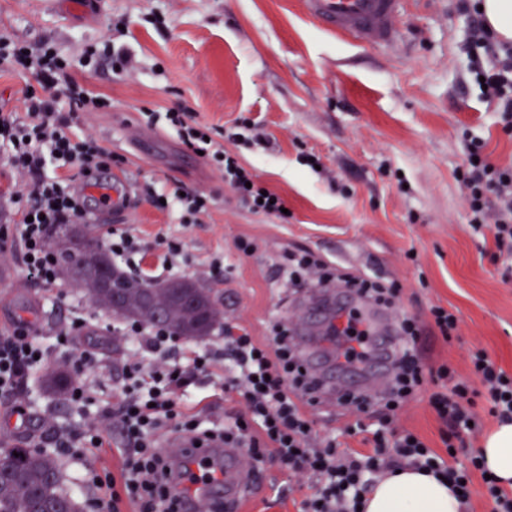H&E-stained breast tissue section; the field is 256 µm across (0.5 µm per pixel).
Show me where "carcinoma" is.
<instances>
[{
    "instance_id": "cac0c4a2",
    "label": "carcinoma",
    "mask_w": 512,
    "mask_h": 512,
    "mask_svg": "<svg viewBox=\"0 0 512 512\" xmlns=\"http://www.w3.org/2000/svg\"><path fill=\"white\" fill-rule=\"evenodd\" d=\"M55 247L62 262L65 282L86 289L98 307L112 311V290L94 288L88 261L90 255L112 261L102 242L93 241V251L90 252L85 244L75 242L72 236L67 235L56 239ZM111 274L113 286L120 288L122 294V309L114 313L118 318L141 322L151 320L146 307V286L149 285L160 291L171 315L168 327L176 335L187 339L202 338L221 321L219 308L189 279L150 285L114 266ZM3 455L9 464L0 470V512H34L37 495L58 503L68 499L60 489V480L55 478L58 471L55 457L29 448H10Z\"/></svg>"
}]
</instances>
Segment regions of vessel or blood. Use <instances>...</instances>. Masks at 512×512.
<instances>
[{
    "label": "vessel or blood",
    "instance_id": "vessel-or-blood-1",
    "mask_svg": "<svg viewBox=\"0 0 512 512\" xmlns=\"http://www.w3.org/2000/svg\"><path fill=\"white\" fill-rule=\"evenodd\" d=\"M403 0H300L303 16L312 24L329 33L348 39L359 48L385 49L400 38L398 18ZM99 208L92 216L101 221L105 215L121 216L132 203V190L122 179L112 183H97L90 189ZM353 299L343 291H329L325 296L310 301L312 310L319 312L322 321L340 327L341 320L353 306ZM365 314L375 328L371 342V355L361 365L351 368L324 369L318 356V338L314 328H305L302 341L309 365L324 380L322 399L332 403L348 392L383 390L388 381V364L384 356L390 344L387 316L373 309ZM186 462L197 464L203 478L197 482L178 484L187 512H194L198 502L207 498H225L237 501L249 484V473L242 465L243 452L238 448L219 444L204 449L184 446Z\"/></svg>",
    "mask_w": 512,
    "mask_h": 512
}]
</instances>
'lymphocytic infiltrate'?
Here are the masks:
<instances>
[{"label":"lymphocytic infiltrate","instance_id":"1","mask_svg":"<svg viewBox=\"0 0 512 512\" xmlns=\"http://www.w3.org/2000/svg\"><path fill=\"white\" fill-rule=\"evenodd\" d=\"M470 17V34L465 51L471 59L473 77H484L485 98L494 103L498 123L512 131V43L498 42L489 30L475 0H458ZM125 67L126 52L114 51L111 42L91 45L78 57L68 58L47 40L26 42L0 30V72L23 78L25 112L22 117L0 114V158L35 180L25 189L10 194L13 220L0 226V241L17 240L23 247V271L27 279L47 288L60 286L61 264L52 244L58 225L80 223L86 209L85 197L73 184L69 170L82 177L110 168L112 153L91 136L73 132L76 113L110 109V98L94 94L78 78L96 69L102 61ZM147 124L165 122L175 130L187 149L203 152L217 168L225 186L234 190L256 213L280 216L283 200L262 201L263 187L254 183L251 172L237 157L225 152L223 144L211 140L210 130L194 113L179 107L145 115ZM469 159L462 172L468 191L471 222L490 224L497 249L512 261V167L492 164L482 141L468 146ZM295 271H317V283L329 287L345 283L363 299L393 306L398 290L378 281L350 273L323 271L321 262L305 255L294 260ZM113 335L124 338L133 349L147 350L156 357L146 365L126 362L116 406L104 415L114 420L125 443V464L120 477L94 476L102 489L99 512H120L122 496L139 502L140 512H183L181 499L173 491L175 462L162 449L161 437L168 432L207 448L219 442L248 447L254 460L273 455L291 469L320 477L318 491L305 502V512H359L363 494L384 471L414 467L445 476L459 487L461 505H468L470 470H482L480 458H472L471 469L447 465L412 432L395 433L390 424L397 409L424 383L410 347L395 356L397 374L393 389L379 397L377 427L372 432L373 451L339 454L335 438L322 447H310L313 422L307 407L320 405L316 380L308 372L291 329L282 325L270 344L259 343L246 333H224V349L175 352L172 335L153 323L122 322L112 325ZM46 349L27 322H15L0 332V395H15L28 377L46 364ZM224 358L223 387L239 391L246 405L234 422L218 427L186 404L188 389L200 377L209 376L216 358ZM443 391L432 393L430 404L447 434L446 449H454L465 436L474 434L471 422L476 397L489 403L490 415L512 421V373L497 367L485 353L472 357L470 377H457L447 366L439 367Z\"/></svg>","mask_w":512,"mask_h":512}]
</instances>
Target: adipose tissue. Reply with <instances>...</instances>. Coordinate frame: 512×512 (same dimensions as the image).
I'll use <instances>...</instances> for the list:
<instances>
[{"mask_svg":"<svg viewBox=\"0 0 512 512\" xmlns=\"http://www.w3.org/2000/svg\"><path fill=\"white\" fill-rule=\"evenodd\" d=\"M479 453L500 484L512 488V422L497 425ZM363 512H460V503L445 479L407 468L371 488Z\"/></svg>","mask_w":512,"mask_h":512,"instance_id":"adipose-tissue-1","label":"adipose tissue"}]
</instances>
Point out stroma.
Wrapping results in <instances>:
<instances>
[{"mask_svg": "<svg viewBox=\"0 0 512 512\" xmlns=\"http://www.w3.org/2000/svg\"><path fill=\"white\" fill-rule=\"evenodd\" d=\"M119 18L128 31L111 35L108 24ZM398 27L399 44L381 52L314 28L298 0H99L91 11L83 0H0V29L21 39L49 40L71 57L109 39L129 54V72L104 64L82 73L88 87L111 98L112 109L79 113L75 122L111 150L112 174L134 188L129 211L115 225L95 227L101 239L116 227L144 241V253L123 271L159 281L192 279L213 291L224 313L208 336L177 339L176 349L221 346L228 327L262 343L277 324L300 327L311 286L292 285L281 265L310 253L329 267L398 285L394 313L419 326L423 371L447 365L468 375L472 355L482 349L512 373V277L503 278L501 262L492 259L497 248L489 229L474 230L458 178L475 138L492 162L512 165V132L497 124L470 74L461 49L468 17L455 0H405ZM178 104L213 127L225 150L283 197L288 219L252 212L174 130L143 123V111ZM244 119L263 132L262 143L231 138ZM141 135L153 139L152 151L140 150ZM312 155L319 167L310 166ZM177 188L211 195L202 223H180L177 211L153 206L157 195ZM162 235L182 243L178 268L162 266ZM2 266L14 269L15 284L0 290V330L27 320L50 356L21 396H0V442L54 452L51 425L87 420L109 427L101 411L130 356L126 341L108 330L113 315L84 289L26 280L17 243L0 248ZM437 305L460 317L457 336L447 340L435 329L430 310ZM79 313L84 326L56 344L49 329ZM80 352L99 362L88 377L91 399L82 406L44 386L47 374H70L68 359ZM428 398L425 391L412 397L398 424L440 452L443 425ZM310 416L312 446L332 435L340 450H366L363 434L345 430L371 424L369 415L318 406ZM123 448L115 433L109 448L57 454L61 487L79 512H96L101 492L78 485V474L104 466L119 472ZM316 486L311 475L261 463L245 512H301Z\"/></svg>", "mask_w": 512, "mask_h": 512, "instance_id": "stroma-1", "label": "stroma"}]
</instances>
